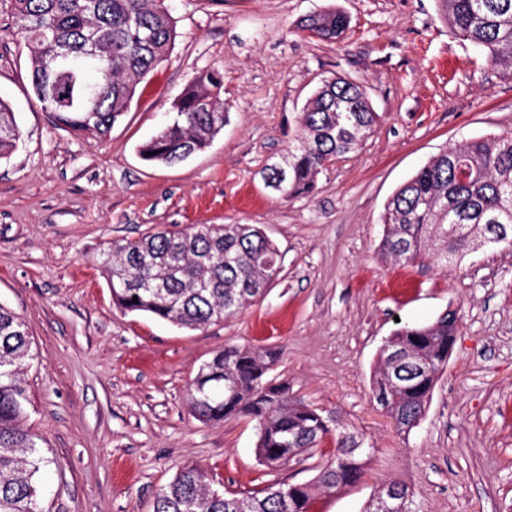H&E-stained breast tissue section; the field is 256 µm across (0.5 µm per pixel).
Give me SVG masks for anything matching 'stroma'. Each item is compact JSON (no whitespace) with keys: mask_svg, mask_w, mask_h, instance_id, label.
Masks as SVG:
<instances>
[{"mask_svg":"<svg viewBox=\"0 0 512 512\" xmlns=\"http://www.w3.org/2000/svg\"><path fill=\"white\" fill-rule=\"evenodd\" d=\"M177 37L107 137L56 128L36 101L27 51L0 0V100L22 138L0 161V305L26 324L24 426L48 459L42 512H153L183 466L212 489L307 483L321 454L261 466L253 423L197 420L187 389L227 345L280 353L295 397L365 434V480L315 493L311 512H364L386 481L411 486L421 512H512V249L405 266L377 252L396 189L449 145L512 132V78L455 37L438 0H169ZM349 18L340 40L300 30L312 12ZM224 72L228 121L212 146L173 166L138 146L205 70ZM362 83L380 116L357 151L288 201L261 171L285 155L322 80ZM163 224H259L283 272L243 313L190 330L112 303L101 256ZM455 312L458 331L427 411L400 434L373 400L381 346L397 322Z\"/></svg>","mask_w":512,"mask_h":512,"instance_id":"1","label":"stroma"}]
</instances>
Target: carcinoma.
Wrapping results in <instances>:
<instances>
[{
  "instance_id": "obj_1",
  "label": "carcinoma",
  "mask_w": 512,
  "mask_h": 512,
  "mask_svg": "<svg viewBox=\"0 0 512 512\" xmlns=\"http://www.w3.org/2000/svg\"><path fill=\"white\" fill-rule=\"evenodd\" d=\"M452 33L481 51L488 65L512 76V0H439ZM18 40L28 52V78L41 109L72 134L108 135L129 112L136 89L167 60L176 28L168 0H12ZM349 26L334 9L308 16L301 28L336 41ZM224 74L200 72L172 105L173 117L140 146L150 163L175 166L206 149L224 128ZM379 120L364 87L326 80L297 117L286 156L263 170L264 186L283 200L304 197L318 174L356 151ZM21 130L0 100V160L16 150ZM378 245L384 257L413 265L432 256L460 259L493 224L512 241V133L446 148L388 200ZM282 256L257 224L177 225L112 242L103 253L112 303L187 329L221 323L251 307L279 279ZM138 302H133V298ZM457 318L405 323L388 341L405 358L378 360L372 393L395 428L408 434L424 418ZM31 355L25 323L0 306V512H37L36 479L48 460L23 426L29 399L23 367ZM279 353L226 346L201 364L188 406L202 421L244 417L255 423L259 462L276 470L336 434L331 461L313 482H275L244 494L212 489L196 466L182 468L155 499L153 512H309L312 491L330 494L361 481L373 448L340 419L293 398L288 381L270 377ZM395 512H420L405 483L390 486Z\"/></svg>"
}]
</instances>
